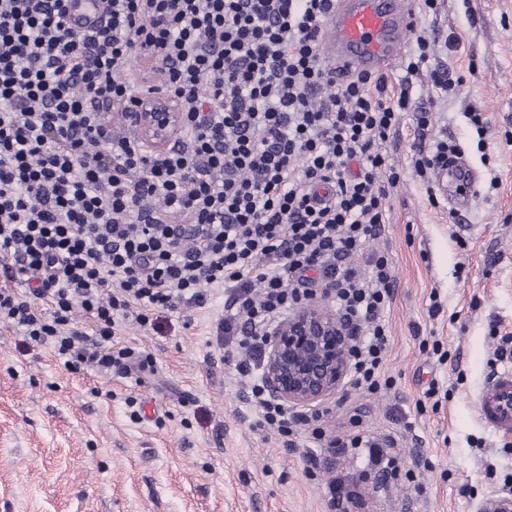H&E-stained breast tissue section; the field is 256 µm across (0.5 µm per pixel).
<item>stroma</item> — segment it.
Listing matches in <instances>:
<instances>
[{"mask_svg": "<svg viewBox=\"0 0 512 512\" xmlns=\"http://www.w3.org/2000/svg\"><path fill=\"white\" fill-rule=\"evenodd\" d=\"M416 16V33L459 46L436 48L411 102L433 96L431 69L458 79L437 100V129L478 174V191L459 210L430 203L403 114L385 144L401 178L369 245L397 279L385 313L392 386H346L326 400L323 424L344 435L361 409L371 440H395L401 478H381L367 449L333 452L305 430L289 444L258 426L218 330L227 296L209 286L205 305L156 322L119 317L115 344L152 362L125 375L70 370L51 345L0 321V512H487L512 484V435L491 431L476 408L500 339L512 336V0H444ZM435 340L450 359L438 362ZM433 380L436 405L417 409Z\"/></svg>", "mask_w": 512, "mask_h": 512, "instance_id": "obj_1", "label": "stroma"}]
</instances>
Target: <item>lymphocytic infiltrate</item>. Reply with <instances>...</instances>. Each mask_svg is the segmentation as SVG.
Segmentation results:
<instances>
[{
  "instance_id": "f902f5d3",
  "label": "lymphocytic infiltrate",
  "mask_w": 512,
  "mask_h": 512,
  "mask_svg": "<svg viewBox=\"0 0 512 512\" xmlns=\"http://www.w3.org/2000/svg\"><path fill=\"white\" fill-rule=\"evenodd\" d=\"M100 2L77 33L67 0H0V252L19 278L39 276L25 295L0 286V321L69 369L121 373L132 353L112 342L120 314L201 305L203 286L223 287L220 329L252 356L238 368L261 423L322 436L321 412L266 398L256 362L268 327L321 285L355 329V386L381 388L396 280L365 248L400 179L384 144L402 113L414 114L419 177L448 158L409 96L435 38L417 36L393 95L384 74L332 78L318 38L333 0ZM135 59L184 114L161 155L110 122L140 101ZM78 309L91 332L74 326Z\"/></svg>"
}]
</instances>
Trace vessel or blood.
I'll use <instances>...</instances> for the list:
<instances>
[{
  "label": "vessel or blood",
  "mask_w": 512,
  "mask_h": 512,
  "mask_svg": "<svg viewBox=\"0 0 512 512\" xmlns=\"http://www.w3.org/2000/svg\"><path fill=\"white\" fill-rule=\"evenodd\" d=\"M69 21L77 30L93 27L101 14L99 0H70ZM416 24L411 0H335L320 40V54L337 79L387 69L405 47ZM439 187L454 185L461 200L477 191V179L462 163L437 167ZM477 410L486 426L512 432V358L487 380L477 399Z\"/></svg>",
  "instance_id": "1"
}]
</instances>
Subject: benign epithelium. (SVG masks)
Segmentation results:
<instances>
[{
	"label": "benign epithelium",
	"mask_w": 512,
	"mask_h": 512,
	"mask_svg": "<svg viewBox=\"0 0 512 512\" xmlns=\"http://www.w3.org/2000/svg\"><path fill=\"white\" fill-rule=\"evenodd\" d=\"M125 120L159 155L180 134L182 113L166 95L143 98ZM352 338L346 321L322 301L304 303L269 329L263 381L289 408L312 407L337 395L350 369Z\"/></svg>",
	"instance_id": "benign-epithelium-1"
}]
</instances>
